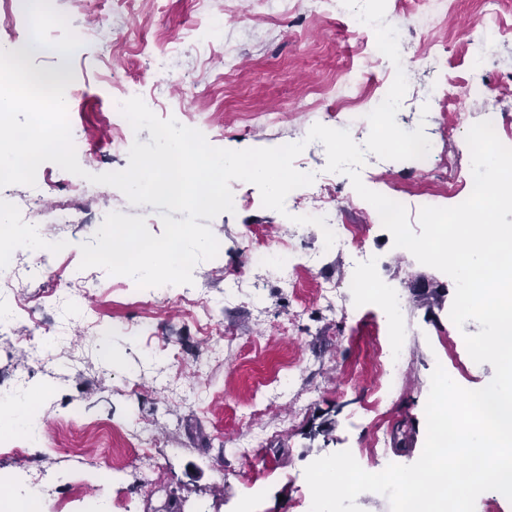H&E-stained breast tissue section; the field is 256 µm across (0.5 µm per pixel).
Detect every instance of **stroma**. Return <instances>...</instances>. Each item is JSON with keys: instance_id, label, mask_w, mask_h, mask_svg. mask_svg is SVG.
I'll list each match as a JSON object with an SVG mask.
<instances>
[{"instance_id": "obj_1", "label": "stroma", "mask_w": 512, "mask_h": 512, "mask_svg": "<svg viewBox=\"0 0 512 512\" xmlns=\"http://www.w3.org/2000/svg\"><path fill=\"white\" fill-rule=\"evenodd\" d=\"M51 2L82 44L67 62L44 52L30 63L38 70L65 64L81 88L68 118L84 140L79 164L92 174L127 168L128 152L111 143L112 126L122 120L112 98L122 85L149 75L154 56L172 46L181 47L182 69L197 93L176 89L150 99L158 117L185 111L187 126L217 148L304 142L300 159L308 171L324 170L327 162L325 149L306 140L317 120L304 109L312 89L328 86L322 110L343 123L366 117L394 80L393 65L376 64L370 55L374 30L358 32L348 16L313 9L309 0L286 17L277 16L273 0H211L212 11L223 16L216 33L198 0ZM482 11V0H454L439 15L414 0H387L385 20L400 30L411 55L432 46L450 59L438 76L419 69L406 75L400 110L407 130L425 128L426 164L391 160L361 169L367 188L404 198L413 224L424 194H436L444 207L466 194L472 176L466 135L487 117L475 97H462L456 107L439 103L432 81L461 85L484 75L501 97L500 135L512 141V0H501L508 34L488 72L467 43ZM452 169L458 172L453 182ZM231 190L234 212L209 223L221 255L193 270L194 296L208 302L209 314L163 303L156 289L114 275L111 291L88 302L91 318L115 328L111 355L84 335L79 318L71 326L73 364L64 371L41 368L18 344L32 332L30 323L0 338V389L14 388L19 374L29 373L44 422L39 446L22 436L15 448L0 446V474L11 479L0 487L7 507L32 491L30 472L46 469L65 472L68 483L39 496L38 512H309L304 470L318 458L348 450L373 473L419 459L435 367L466 389L492 379L490 364H472L463 338L478 332V324L460 328L450 318L452 278L394 247L348 176L330 174L325 190L339 223L354 230L340 249L326 248L320 227L293 223L299 207L283 215L263 207L253 184L235 181ZM83 210L144 217L155 235L163 229L157 207L132 205L118 190ZM96 231L93 224H47L40 241L50 246L55 266L76 278L79 246ZM286 244L300 264L289 285L267 274ZM364 268L378 285L402 294L397 313L358 303L347 283ZM327 284L336 288L328 302L320 294ZM145 320L152 330L142 335ZM394 321L401 336L389 334ZM396 345L405 378L393 389L381 365ZM138 433L158 435L156 456L138 448ZM377 434L385 443L375 449ZM89 458L110 472V485L100 486L99 472L86 469Z\"/></svg>"}]
</instances>
